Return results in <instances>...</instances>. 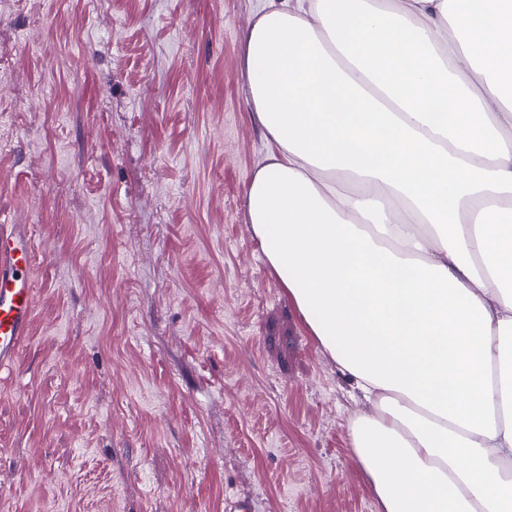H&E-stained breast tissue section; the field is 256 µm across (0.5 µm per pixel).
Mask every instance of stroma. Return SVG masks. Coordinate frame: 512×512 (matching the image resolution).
I'll list each match as a JSON object with an SVG mask.
<instances>
[{"label":"stroma","instance_id":"35a3bbf8","mask_svg":"<svg viewBox=\"0 0 512 512\" xmlns=\"http://www.w3.org/2000/svg\"><path fill=\"white\" fill-rule=\"evenodd\" d=\"M260 4L0 0V225L38 254L0 512H376L365 407L248 220Z\"/></svg>","mask_w":512,"mask_h":512}]
</instances>
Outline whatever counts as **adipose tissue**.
I'll return each instance as SVG.
<instances>
[{
    "label": "adipose tissue",
    "mask_w": 512,
    "mask_h": 512,
    "mask_svg": "<svg viewBox=\"0 0 512 512\" xmlns=\"http://www.w3.org/2000/svg\"><path fill=\"white\" fill-rule=\"evenodd\" d=\"M245 52L249 221L377 512H512V0H265Z\"/></svg>",
    "instance_id": "1"
}]
</instances>
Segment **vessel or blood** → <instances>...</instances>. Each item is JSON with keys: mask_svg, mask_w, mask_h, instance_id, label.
I'll return each instance as SVG.
<instances>
[{"mask_svg": "<svg viewBox=\"0 0 512 512\" xmlns=\"http://www.w3.org/2000/svg\"><path fill=\"white\" fill-rule=\"evenodd\" d=\"M34 246L26 227L0 230V367L9 366L30 331L35 304Z\"/></svg>", "mask_w": 512, "mask_h": 512, "instance_id": "obj_1", "label": "vessel or blood"}]
</instances>
